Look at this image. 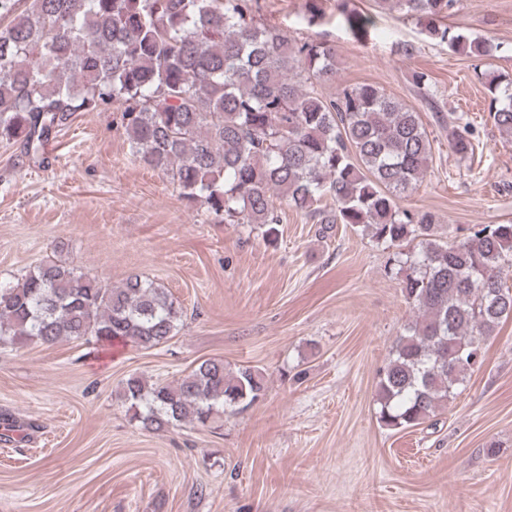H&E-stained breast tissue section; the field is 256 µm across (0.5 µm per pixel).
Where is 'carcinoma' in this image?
<instances>
[{"label":"carcinoma","instance_id":"carcinoma-1","mask_svg":"<svg viewBox=\"0 0 512 512\" xmlns=\"http://www.w3.org/2000/svg\"><path fill=\"white\" fill-rule=\"evenodd\" d=\"M373 2L454 51L490 55L485 41L444 24L458 0ZM345 21L357 36L372 26L368 15ZM337 74L333 44L290 41L255 18L253 0H0V142L36 161L78 113L119 103L133 154L222 221L254 224L273 243L278 196L321 238L346 224L395 249L390 270L414 317L379 373L377 415L390 430L414 428L448 406L483 362L481 341L512 318V222L477 224L451 241L433 212L402 207L433 159L420 112L368 83L324 96L316 85L336 84ZM412 83L433 119L452 126L454 154L472 159L471 123L444 113L428 73ZM487 84L492 123L511 143L512 85ZM182 317L166 288L138 275L117 287L49 261L0 281V342L9 345L153 348ZM264 394L258 371L229 372L217 359L171 383L132 374L120 391L130 419L151 431L212 424Z\"/></svg>","mask_w":512,"mask_h":512}]
</instances>
